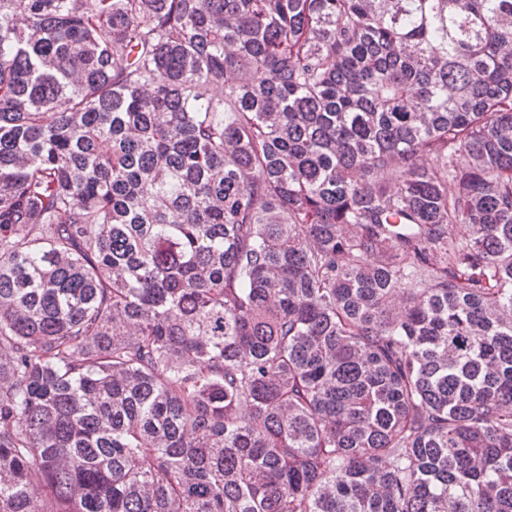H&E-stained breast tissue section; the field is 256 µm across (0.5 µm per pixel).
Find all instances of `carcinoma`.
<instances>
[{
    "mask_svg": "<svg viewBox=\"0 0 512 512\" xmlns=\"http://www.w3.org/2000/svg\"><path fill=\"white\" fill-rule=\"evenodd\" d=\"M0 512H512V0H0Z\"/></svg>",
    "mask_w": 512,
    "mask_h": 512,
    "instance_id": "obj_1",
    "label": "carcinoma"
}]
</instances>
